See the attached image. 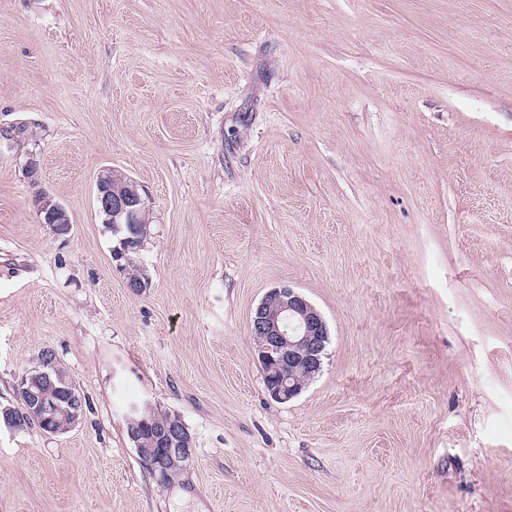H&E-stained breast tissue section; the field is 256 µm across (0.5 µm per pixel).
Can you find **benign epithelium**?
I'll return each instance as SVG.
<instances>
[{
  "label": "benign epithelium",
  "instance_id": "1",
  "mask_svg": "<svg viewBox=\"0 0 512 512\" xmlns=\"http://www.w3.org/2000/svg\"><path fill=\"white\" fill-rule=\"evenodd\" d=\"M96 204L99 212L112 219L125 217V223H139V214L146 202L137 185L123 195L112 194L109 184L97 181ZM40 222L56 236L70 233L72 225L67 210L42 193L37 198ZM251 330L262 337L256 349L262 366H269L279 377L269 388V395L278 402H287L304 388L305 379L314 378L321 370L322 353L328 340L326 322L321 313L298 291L288 286L269 290L253 312ZM37 374L22 377L17 389V405L3 410L0 423L17 430L31 423L45 424L54 413L56 402L65 401L70 407L72 424L79 422L80 402L76 386L66 377L35 367ZM46 381L55 394L38 388L32 378ZM192 438L181 418L171 419L157 429L156 447L138 448L141 461L160 481L170 472L183 468L192 456Z\"/></svg>",
  "mask_w": 512,
  "mask_h": 512
}]
</instances>
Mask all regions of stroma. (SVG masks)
<instances>
[{
    "mask_svg": "<svg viewBox=\"0 0 512 512\" xmlns=\"http://www.w3.org/2000/svg\"><path fill=\"white\" fill-rule=\"evenodd\" d=\"M281 286L329 332L285 403ZM46 350L87 406L0 427V512H512V0H0V405ZM145 403L192 436L167 485ZM112 173V171H110ZM112 178H120L123 179L124 177L117 176L114 173L111 174ZM102 175L99 176L97 181V190H96V204L98 207V210L100 213L107 214L108 216L112 217V220L116 221L117 218H121L122 216L125 217V236H132L134 240V248H129V245L131 241L133 240L131 237H122L119 239V244L123 246V248L128 251H135L136 248H138L142 242L143 237L147 233V224L145 222V212L142 213V223L139 224V214L142 210L146 208V202L143 198L142 194L139 192V189L137 188V185L134 183L132 184V187L129 189V191L123 195H114V194H121L124 193L127 187L129 186L127 183V179L121 180V181H115L112 180V189L109 184L104 182L101 179ZM114 196H113V195ZM102 214L104 217L105 224H107V227L112 231H114L116 234L120 230H122V227L120 225L114 226V229H112V221H109V218ZM128 224H132V226L135 227L136 233L135 235H132L129 233L127 227ZM111 225V226H110ZM118 250L119 253L115 254L114 259H112L116 262L117 267L122 270L123 264L121 263L122 260H125L127 258L126 252H124L120 246H116L112 250V256L115 251ZM37 213L41 224H46L56 236L70 233L72 225L67 210L44 193L37 198ZM271 305L277 308L275 316L269 313ZM251 330L253 336L262 337L256 352L265 386V365L279 377L268 391L274 400L283 403L294 398L305 387L303 380L314 378L321 370L327 325L321 313L295 289L282 286L269 290L253 312ZM167 416L168 412L159 411L157 408L149 423L141 422L139 416H135V420H130L127 423L128 438L139 458L152 473H158L160 481L164 484L171 471L172 474L167 484H170L181 473L183 469L176 468H184L193 451L192 438L182 419L178 416L176 419L163 423ZM156 427L158 429L155 432ZM156 433L155 447L157 448H150L153 446ZM137 443L140 448H137Z\"/></svg>",
    "mask_w": 512,
    "mask_h": 512,
    "instance_id": "stroma-1",
    "label": "stroma"
}]
</instances>
